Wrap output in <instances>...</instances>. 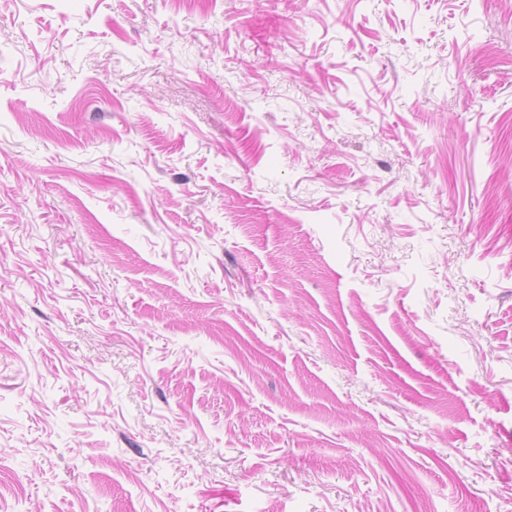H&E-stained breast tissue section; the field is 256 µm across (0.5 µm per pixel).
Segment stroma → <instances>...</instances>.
Wrapping results in <instances>:
<instances>
[{"label":"stroma","mask_w":512,"mask_h":512,"mask_svg":"<svg viewBox=\"0 0 512 512\" xmlns=\"http://www.w3.org/2000/svg\"><path fill=\"white\" fill-rule=\"evenodd\" d=\"M0 512H512V0H0Z\"/></svg>","instance_id":"1"}]
</instances>
